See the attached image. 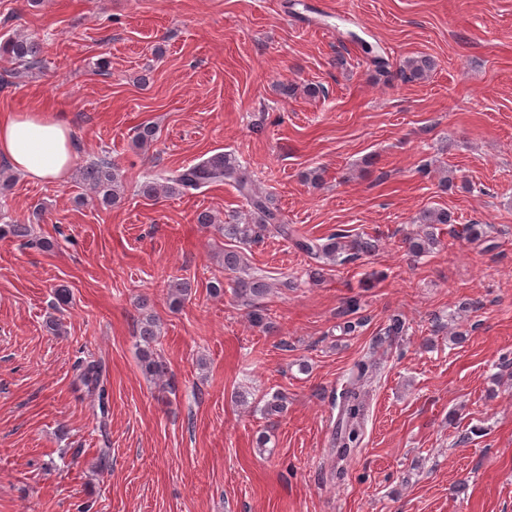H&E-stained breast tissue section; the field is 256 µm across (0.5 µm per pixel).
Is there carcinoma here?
<instances>
[{"instance_id": "cac0c4a2", "label": "carcinoma", "mask_w": 512, "mask_h": 512, "mask_svg": "<svg viewBox=\"0 0 512 512\" xmlns=\"http://www.w3.org/2000/svg\"><path fill=\"white\" fill-rule=\"evenodd\" d=\"M41 54L40 43L26 36L16 35L0 42V56H6L28 69L42 64ZM434 67L435 61L424 55L407 59L400 67V72L405 78H421L430 73ZM83 178L102 205L111 207L120 202L121 184L118 173L107 157L103 156L88 165L83 171ZM218 182L235 185L250 206L246 217L231 214L225 218L224 223L218 225V231L230 242L246 245L265 233H275L286 239L292 238L300 251L313 259L323 261V266L314 270L316 279L323 277L326 265L353 264L376 250V243L371 238H359L346 244L336 233L327 236L324 242L294 237L293 230L284 223L273 199L255 191L246 168L239 158L231 153H218L197 164L183 167L166 178L163 183L147 180L140 184L139 193L146 199L155 200L161 196L188 194ZM416 222L425 227V232L409 240L408 249L418 257L429 252L436 244L432 226L451 224L454 219L444 208H427L419 213ZM224 273L234 275L233 293L248 308V317L251 321L265 330L273 328L265 310L258 303V300L268 293L271 285L264 275L250 273L248 259L242 250L234 248L224 250ZM167 288L172 308H180L188 296V283L178 279L171 280ZM158 335V319L153 315L145 316L140 326L143 342L149 345ZM141 366L145 374L153 379L161 380L166 375L165 364L155 359L149 350L143 352ZM374 369L375 363L371 359L359 362L356 374L339 393L336 408H338L340 420L335 440H337V452L345 456L350 455L361 443L366 412L362 387L366 376ZM80 377L86 385L99 390L100 399H105L106 388L99 365L93 363L86 365ZM255 404L259 405V411L266 416L280 415L287 410V397L281 392H275L270 396L265 394L256 399Z\"/></svg>"}]
</instances>
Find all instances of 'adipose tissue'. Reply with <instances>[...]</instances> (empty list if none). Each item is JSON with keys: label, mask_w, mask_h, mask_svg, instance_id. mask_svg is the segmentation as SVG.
Masks as SVG:
<instances>
[{"label": "adipose tissue", "mask_w": 512, "mask_h": 512, "mask_svg": "<svg viewBox=\"0 0 512 512\" xmlns=\"http://www.w3.org/2000/svg\"><path fill=\"white\" fill-rule=\"evenodd\" d=\"M74 155L71 128L46 111L0 115V160L31 182L61 179Z\"/></svg>", "instance_id": "obj_1"}]
</instances>
